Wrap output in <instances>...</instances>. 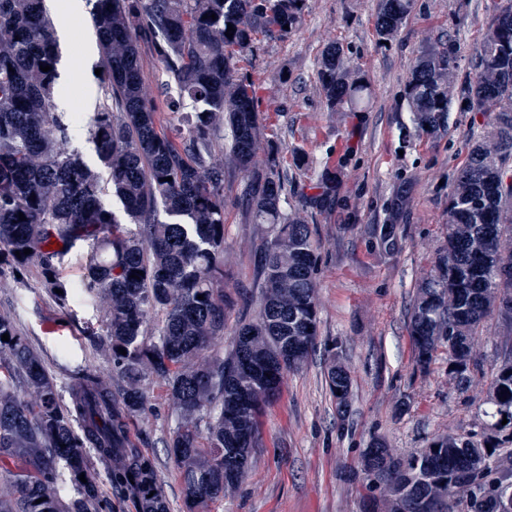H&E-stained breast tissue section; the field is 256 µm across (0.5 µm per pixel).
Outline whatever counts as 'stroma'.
I'll return each instance as SVG.
<instances>
[{
  "mask_svg": "<svg viewBox=\"0 0 512 512\" xmlns=\"http://www.w3.org/2000/svg\"><path fill=\"white\" fill-rule=\"evenodd\" d=\"M495 3L415 0L408 21L385 44L375 34L377 0H307L296 34L284 41L259 38L255 55L242 61V69L260 84L264 106L272 111L264 133L279 148L289 192L304 188L329 153H341L344 204L306 217L318 256L317 355L288 376L281 399L267 407L263 442L251 471L238 491L213 504L211 512H362L361 485L351 471L371 436L385 437L395 451L406 452L425 447L436 435L470 429L487 380L475 381L467 395H460L442 355L428 372L417 371L406 326L417 286L446 241L449 187L480 127L472 113L454 105L447 126L435 134L405 139L400 128L409 121L405 79L426 39L455 37L465 61L459 75L468 77V63L480 47ZM71 26L70 39L61 44L62 61L83 64L81 80L67 89L70 110L80 116L71 130V145L91 163L95 153L87 126L101 96L99 46L89 13L74 17ZM332 41L374 88L368 111L326 112L315 86V68ZM283 72L288 75L284 84L278 80ZM297 144L309 153L308 167L299 171L291 157ZM241 184V175L232 173L224 186V257L232 272L227 283L231 290L252 283L258 245L256 227L239 201ZM399 187L409 190L411 204L401 220V248L387 255L378 250L371 228L384 223ZM39 280L33 265L24 284L0 281V314L14 316L42 354L60 393H67L71 382L61 350H68L73 363L110 376V359L67 323L74 315L100 328L91 306L76 300L60 308ZM330 349L352 371L353 396L345 419L325 387ZM173 424L163 386L153 385L150 409L135 430L143 448L164 464L167 452L161 439ZM163 474L173 508L180 512L177 475L166 464Z\"/></svg>",
  "mask_w": 512,
  "mask_h": 512,
  "instance_id": "obj_1",
  "label": "stroma"
}]
</instances>
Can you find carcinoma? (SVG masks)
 <instances>
[{"label":"carcinoma","instance_id":"cac0c4a2","mask_svg":"<svg viewBox=\"0 0 512 512\" xmlns=\"http://www.w3.org/2000/svg\"><path fill=\"white\" fill-rule=\"evenodd\" d=\"M379 2L376 35L389 40L415 0ZM305 10L306 0H94L103 101L89 123L92 167L70 147L71 120L54 111L60 52L44 0H0V279L23 284L34 264L40 287L65 308L74 288L58 271L84 248L83 299L103 300L102 333L87 338L112 362L109 380L75 367L65 403L29 338L0 315V336L10 337L0 340V472L12 488L0 512H112L114 497L128 512H171L156 457L131 436L155 383L176 419L162 443L185 512H209L251 469L265 410L315 355L319 319L316 245L309 224L284 207L288 178L278 148L263 144L258 87L240 62L258 35L298 32ZM148 57L178 90L168 100L183 113L176 136L161 128L143 73ZM460 58L451 36L416 58L404 84V130L445 127L455 100L483 118L448 193L447 240L408 322L416 370L443 352L463 394L484 374L486 322L512 324V0L498 3L473 76L461 84ZM316 83L328 112H364L372 100L336 42L317 60ZM226 160L242 174V200L261 236L252 285L232 293L224 288ZM336 180L328 157L297 205L335 207ZM376 233L384 250H396L397 225ZM26 248L32 253L15 255ZM241 301L257 303V313L228 334L227 312ZM324 377L347 415L350 367L332 356ZM480 415L481 431L438 435L407 453L371 437L355 472L364 512H502L512 490V346L502 348Z\"/></svg>","mask_w":512,"mask_h":512}]
</instances>
